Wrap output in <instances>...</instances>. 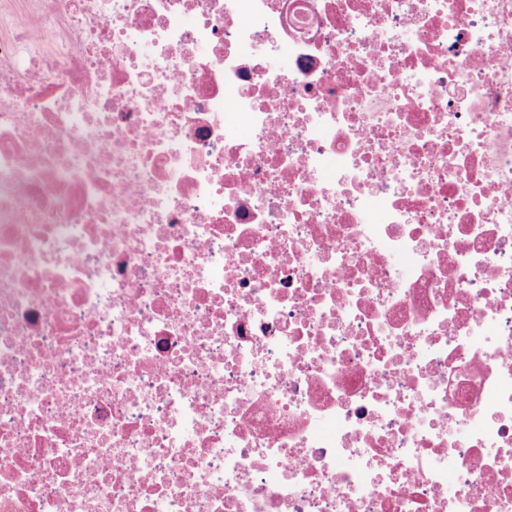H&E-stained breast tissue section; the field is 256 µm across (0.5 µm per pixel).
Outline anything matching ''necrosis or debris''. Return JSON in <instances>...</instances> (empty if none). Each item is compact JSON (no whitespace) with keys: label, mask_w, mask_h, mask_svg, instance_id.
Segmentation results:
<instances>
[{"label":"necrosis or debris","mask_w":512,"mask_h":512,"mask_svg":"<svg viewBox=\"0 0 512 512\" xmlns=\"http://www.w3.org/2000/svg\"><path fill=\"white\" fill-rule=\"evenodd\" d=\"M0 512H512V0H0Z\"/></svg>","instance_id":"necrosis-or-debris-1"}]
</instances>
